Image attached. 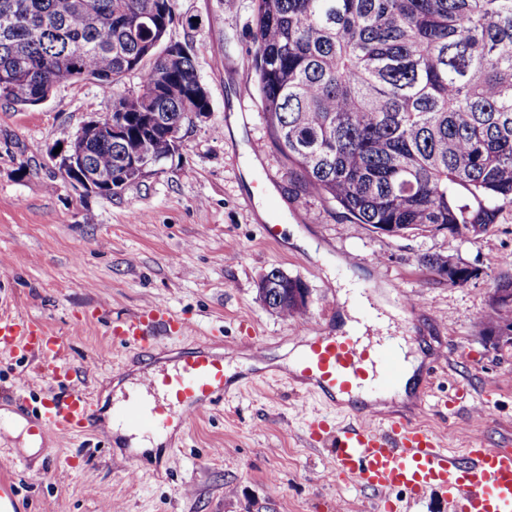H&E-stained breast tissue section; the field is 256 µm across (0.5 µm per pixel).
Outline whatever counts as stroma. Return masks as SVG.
Segmentation results:
<instances>
[{
  "mask_svg": "<svg viewBox=\"0 0 512 512\" xmlns=\"http://www.w3.org/2000/svg\"><path fill=\"white\" fill-rule=\"evenodd\" d=\"M253 29V0H177L168 38L193 46L211 110L182 130L172 158L110 197L65 179L54 150L111 111L112 94L64 79L42 104L0 101V316L62 337L65 362L102 415L114 382L165 356L204 346L232 352L234 372L255 371L250 334L265 344L267 373H280L276 361L299 345L298 326L334 334L355 305L374 333H412L424 346L411 401L391 414L450 448H512V347L480 335L498 260L512 253V212L468 238L388 237L304 195L276 149L253 151L267 138ZM424 254L479 274L449 286L419 265ZM274 268L310 289L297 317L258 298L259 277ZM157 299L187 333L159 337L146 353L113 342L109 323ZM39 362L0 353V458L22 512H378L370 493L327 479L328 450L306 443L304 422L330 405L301 384L242 385L152 453L101 426L48 434L29 452L11 434L17 399L36 408L62 386Z\"/></svg>",
  "mask_w": 512,
  "mask_h": 512,
  "instance_id": "1",
  "label": "stroma"
}]
</instances>
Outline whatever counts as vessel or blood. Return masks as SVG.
Returning a JSON list of instances; mask_svg holds the SVG:
<instances>
[{
    "label": "vessel or blood",
    "instance_id": "vessel-or-blood-1",
    "mask_svg": "<svg viewBox=\"0 0 512 512\" xmlns=\"http://www.w3.org/2000/svg\"><path fill=\"white\" fill-rule=\"evenodd\" d=\"M184 331L186 324L165 304L155 303L109 326L110 335L127 350L152 349L154 326ZM306 354L286 381L307 384L310 391L341 405L342 395L373 396L400 387L404 374L402 347L387 336L362 340L354 333L306 338ZM65 341L46 335L39 324L23 318L0 320V351H38L60 360ZM229 379L224 355L201 349L179 360L173 369L154 375L146 397L119 413L130 428L166 434L172 426L188 427L191 419L209 413L227 400ZM90 398L72 388L44 399L31 418L30 432L69 434L94 427ZM311 444L329 443V470L335 480L353 482L374 493L383 512H403V498L420 502L433 493L448 497L450 512H512V448H447L432 431L394 415L381 428L366 426L362 416L345 424L319 416L307 420Z\"/></svg>",
    "mask_w": 512,
    "mask_h": 512
}]
</instances>
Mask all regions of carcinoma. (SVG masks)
<instances>
[{
	"instance_id": "cac0c4a2",
	"label": "carcinoma",
	"mask_w": 512,
	"mask_h": 512,
	"mask_svg": "<svg viewBox=\"0 0 512 512\" xmlns=\"http://www.w3.org/2000/svg\"><path fill=\"white\" fill-rule=\"evenodd\" d=\"M87 2L96 26L75 0H0V100L41 104L76 63L106 93L138 78L101 117L124 133L87 155L122 189L141 179L133 152L173 156L168 125L207 91L191 46L162 55L176 0ZM254 26L266 127L304 194L394 234L466 238L512 209V0H254ZM419 262L450 286L478 276L444 256ZM277 297L278 313L301 312ZM481 335L512 336V302L490 300Z\"/></svg>"
}]
</instances>
